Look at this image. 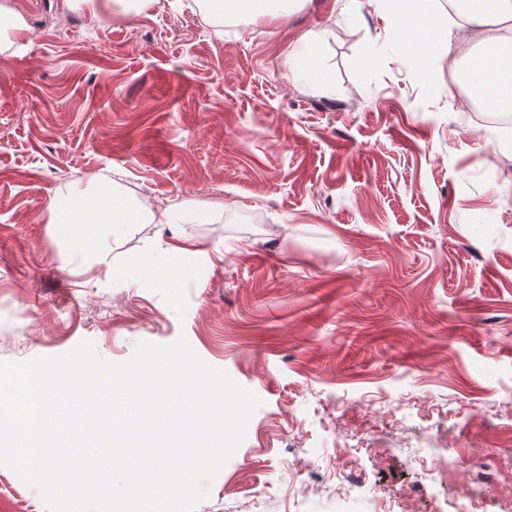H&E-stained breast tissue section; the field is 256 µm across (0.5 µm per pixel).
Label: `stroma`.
I'll list each match as a JSON object with an SVG mask.
<instances>
[{
  "instance_id": "obj_1",
  "label": "stroma",
  "mask_w": 512,
  "mask_h": 512,
  "mask_svg": "<svg viewBox=\"0 0 512 512\" xmlns=\"http://www.w3.org/2000/svg\"><path fill=\"white\" fill-rule=\"evenodd\" d=\"M0 8L28 26L0 22V361L186 335L261 400L196 512H460L487 457L483 512H512V127L465 116L478 38L419 69L374 0ZM303 48L325 81L289 80ZM94 175L194 201L108 255L181 247L185 276L146 288L55 239L51 200ZM0 512L47 509L0 466ZM214 6L224 15L247 13L250 16H261L269 12L276 0H214Z\"/></svg>"
}]
</instances>
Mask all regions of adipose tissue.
I'll return each instance as SVG.
<instances>
[{
    "label": "adipose tissue",
    "mask_w": 512,
    "mask_h": 512,
    "mask_svg": "<svg viewBox=\"0 0 512 512\" xmlns=\"http://www.w3.org/2000/svg\"><path fill=\"white\" fill-rule=\"evenodd\" d=\"M386 10L390 36L399 45L409 47L412 62L440 53L454 56L464 33L478 35L481 53L465 72L472 91L494 112L512 110V0H459L458 16L440 25L422 0H396ZM94 188L83 195L58 194L50 205V222L55 235L74 243L90 262L105 257L99 238L100 227L119 231L133 224L158 221L171 224L190 208L187 200H170L158 210L133 203L114 191L110 179L94 177Z\"/></svg>",
    "instance_id": "obj_1"
}]
</instances>
